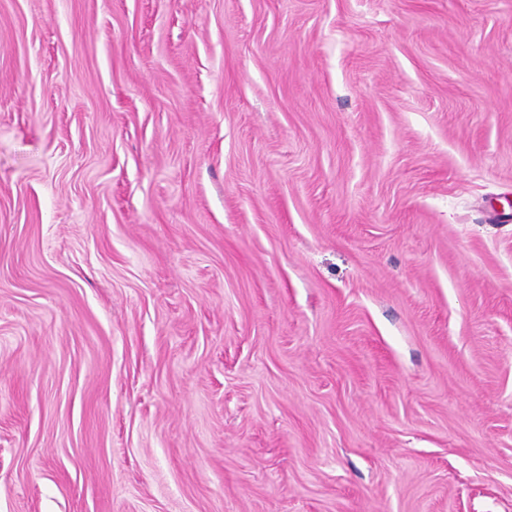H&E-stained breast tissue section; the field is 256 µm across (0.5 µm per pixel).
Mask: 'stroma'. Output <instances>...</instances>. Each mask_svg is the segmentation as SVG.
I'll return each instance as SVG.
<instances>
[{"mask_svg":"<svg viewBox=\"0 0 512 512\" xmlns=\"http://www.w3.org/2000/svg\"><path fill=\"white\" fill-rule=\"evenodd\" d=\"M0 512H512V0H0Z\"/></svg>","mask_w":512,"mask_h":512,"instance_id":"1","label":"stroma"}]
</instances>
